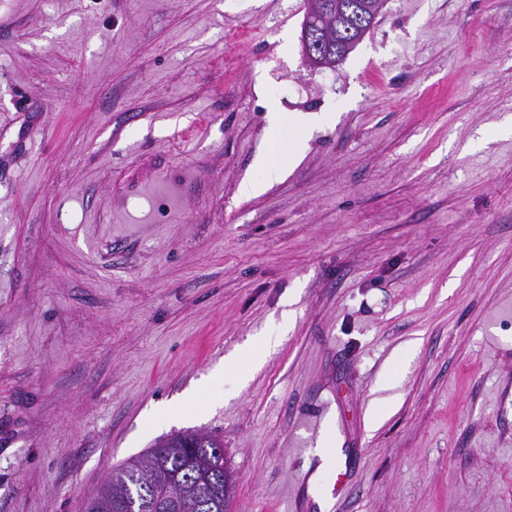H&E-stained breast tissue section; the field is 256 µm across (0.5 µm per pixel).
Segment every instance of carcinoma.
I'll use <instances>...</instances> for the list:
<instances>
[{
    "label": "carcinoma",
    "mask_w": 512,
    "mask_h": 512,
    "mask_svg": "<svg viewBox=\"0 0 512 512\" xmlns=\"http://www.w3.org/2000/svg\"><path fill=\"white\" fill-rule=\"evenodd\" d=\"M233 482L218 437L198 431L170 434L141 458L114 470L85 512H231Z\"/></svg>",
    "instance_id": "cac0c4a2"
}]
</instances>
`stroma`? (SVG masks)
<instances>
[{"label": "stroma", "instance_id": "1", "mask_svg": "<svg viewBox=\"0 0 512 512\" xmlns=\"http://www.w3.org/2000/svg\"><path fill=\"white\" fill-rule=\"evenodd\" d=\"M305 11L0 0V512L178 431L233 512H295L325 434L315 512H512V0H386L321 71ZM376 1L377 2L375 4L371 5V7H368L370 15L365 14V16H363V19H360L358 21V23L356 24V27L354 29H350L346 32L347 38L341 42V49L339 51H336L337 52L336 55H338V56L345 55L349 46L355 40H358L360 38L361 34H366L367 31L369 30V28L373 27L378 16L380 15L382 7H383L382 1H380V0H376ZM354 30H355V32H354ZM356 33H358V35H359V36H357V38H355ZM358 44L359 43H357L356 45H358ZM352 49L347 54L351 53L354 50V49L353 50ZM256 167L261 176L243 184L244 195H256L262 192L266 185L279 178L283 171L281 165L270 153L259 155L256 159ZM345 475L346 468L344 470L340 463H337L327 472H321L320 475H314L313 472H308L306 480L307 490L311 487L314 497L327 490L335 494V492L337 493L341 488Z\"/></svg>", "mask_w": 512, "mask_h": 512}]
</instances>
